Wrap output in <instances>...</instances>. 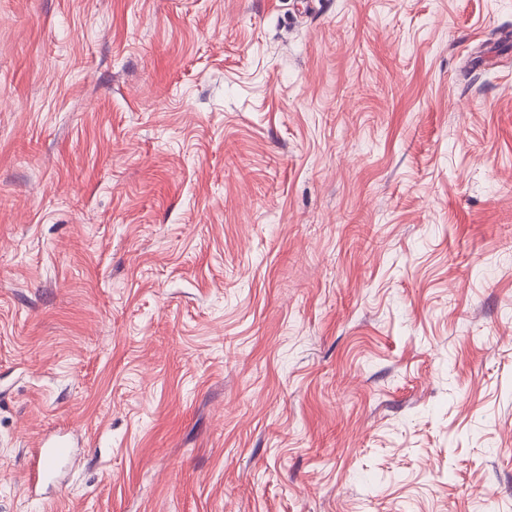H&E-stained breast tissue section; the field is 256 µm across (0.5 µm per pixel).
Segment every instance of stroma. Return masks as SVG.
<instances>
[{"instance_id": "obj_1", "label": "stroma", "mask_w": 512, "mask_h": 512, "mask_svg": "<svg viewBox=\"0 0 512 512\" xmlns=\"http://www.w3.org/2000/svg\"><path fill=\"white\" fill-rule=\"evenodd\" d=\"M0 512H512V0H0Z\"/></svg>"}]
</instances>
